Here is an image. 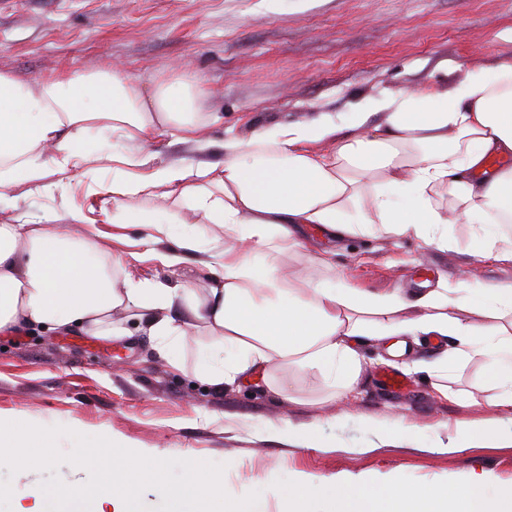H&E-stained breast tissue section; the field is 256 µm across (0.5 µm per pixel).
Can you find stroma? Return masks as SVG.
I'll return each instance as SVG.
<instances>
[{"label":"stroma","mask_w":512,"mask_h":512,"mask_svg":"<svg viewBox=\"0 0 512 512\" xmlns=\"http://www.w3.org/2000/svg\"><path fill=\"white\" fill-rule=\"evenodd\" d=\"M512 59V0H0V70L25 81L112 66L153 81L180 70L196 73L211 117L208 149L158 137L157 164L224 160L225 139H248L276 124L336 116L363 98L424 86L450 89L471 72ZM111 170L54 186L46 195L15 191L0 206V223L30 212L61 214L64 206L96 212L104 247L125 256L136 278L193 279L207 287L196 261L179 269L145 259L144 229L101 215L94 185H109ZM454 248L442 250L413 236L330 240L314 228L283 271L308 274V251L327 247L336 268L372 292L421 294V278L455 282L467 274L489 285L512 279V264L476 259L467 224L449 226ZM204 331L184 340V369L171 371L148 337L104 340L80 330L0 334V416L68 433L56 441L64 455L72 433L104 436L119 445L150 448L163 458L223 465V489L234 499L265 491L297 473L331 475L379 471L432 483L483 469L498 490L512 488V412L478 402L442 399L435 377L414 371L436 346L421 342L413 356L390 357L372 344L353 394L329 400L320 376L291 365L264 379L217 388L198 382ZM391 370L411 382L392 394L377 380ZM289 395L275 396L278 387ZM492 422L500 440L446 451L457 423ZM313 426L315 448L303 447L289 425Z\"/></svg>","instance_id":"obj_1"}]
</instances>
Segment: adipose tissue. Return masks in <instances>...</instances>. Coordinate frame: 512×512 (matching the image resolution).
I'll use <instances>...</instances> for the list:
<instances>
[{"instance_id": "adipose-tissue-1", "label": "adipose tissue", "mask_w": 512, "mask_h": 512, "mask_svg": "<svg viewBox=\"0 0 512 512\" xmlns=\"http://www.w3.org/2000/svg\"><path fill=\"white\" fill-rule=\"evenodd\" d=\"M201 79L187 72L155 80L144 96L120 68L23 81L0 72V201L18 185L47 192L49 176L74 179L109 163L122 171L105 189L112 221L142 224L146 245L168 268L201 253L210 287L192 280H132L122 257L107 252L82 209L60 217L21 213L0 224V333L19 326L81 328L92 336H149L172 369L189 329L213 342L196 374L221 387L289 360L321 375L337 394L358 384L359 349L375 340L394 356L420 336L451 339L429 364L445 376L483 360L492 393L487 406L512 408V280L453 287L418 298L355 287L329 252L312 256L299 283L282 273L301 249L296 229L313 225L333 237L413 235L452 247L448 227L471 225L477 259L512 262V60L469 74L451 89L401 90L359 102L341 119L323 115L224 143L219 164H155L144 143L176 132L207 147L209 115ZM118 133L119 144L85 145L90 126ZM334 139L328 153L314 144ZM150 198L154 207L137 206ZM219 232L204 240L173 236L170 199Z\"/></svg>"}]
</instances>
